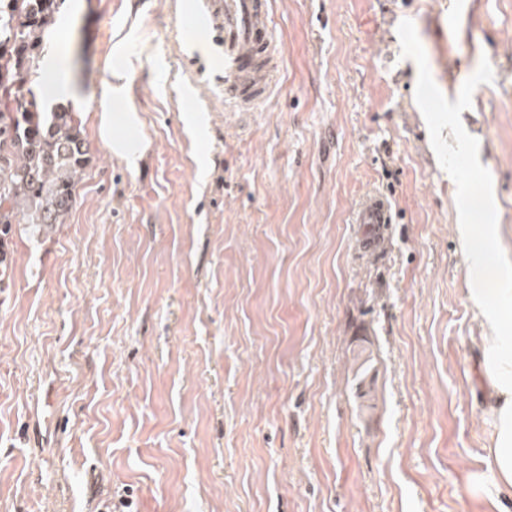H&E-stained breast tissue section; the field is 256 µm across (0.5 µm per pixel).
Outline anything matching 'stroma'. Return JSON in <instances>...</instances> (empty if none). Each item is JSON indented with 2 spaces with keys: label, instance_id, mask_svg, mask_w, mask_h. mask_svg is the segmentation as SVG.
Masks as SVG:
<instances>
[{
  "label": "stroma",
  "instance_id": "1",
  "mask_svg": "<svg viewBox=\"0 0 512 512\" xmlns=\"http://www.w3.org/2000/svg\"><path fill=\"white\" fill-rule=\"evenodd\" d=\"M203 2L83 0L60 47L89 163L9 245L0 512H512L456 231L512 263V0H270L244 115L179 50ZM122 38L134 168L92 96ZM373 191L401 221L371 256ZM107 110L99 115V132L101 136L111 138L112 152L126 161L129 166L136 167L144 153V148H138L131 139L117 138L112 141V117Z\"/></svg>",
  "mask_w": 512,
  "mask_h": 512
}]
</instances>
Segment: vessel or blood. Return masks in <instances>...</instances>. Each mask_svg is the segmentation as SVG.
I'll list each match as a JSON object with an SVG mask.
<instances>
[{
  "label": "vessel or blood",
  "instance_id": "1",
  "mask_svg": "<svg viewBox=\"0 0 512 512\" xmlns=\"http://www.w3.org/2000/svg\"><path fill=\"white\" fill-rule=\"evenodd\" d=\"M205 10L224 59V100L234 111L249 112L270 93L278 53L269 0H206ZM370 235L367 250H377L382 231L396 215L385 198L368 199L355 215Z\"/></svg>",
  "mask_w": 512,
  "mask_h": 512
}]
</instances>
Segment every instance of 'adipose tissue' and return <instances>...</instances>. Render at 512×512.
I'll return each mask as SVG.
<instances>
[{
	"mask_svg": "<svg viewBox=\"0 0 512 512\" xmlns=\"http://www.w3.org/2000/svg\"><path fill=\"white\" fill-rule=\"evenodd\" d=\"M130 54L124 42L112 48L111 79L100 90V100L122 109L125 121H133L135 109L129 96ZM497 227L485 225L482 235L469 246L470 291L486 332L482 362L488 378L489 412L495 422L493 446L486 451V464L500 495L512 499V349L502 338L512 332V264L493 261Z\"/></svg>",
	"mask_w": 512,
	"mask_h": 512,
	"instance_id": "obj_1",
	"label": "adipose tissue"
}]
</instances>
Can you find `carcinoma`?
I'll use <instances>...</instances> for the list:
<instances>
[{
    "mask_svg": "<svg viewBox=\"0 0 512 512\" xmlns=\"http://www.w3.org/2000/svg\"><path fill=\"white\" fill-rule=\"evenodd\" d=\"M59 0H0V288L19 224L39 234L65 223L89 147L72 105L47 107L21 83L44 52Z\"/></svg>",
    "mask_w": 512,
    "mask_h": 512,
    "instance_id": "carcinoma-1",
    "label": "carcinoma"
}]
</instances>
